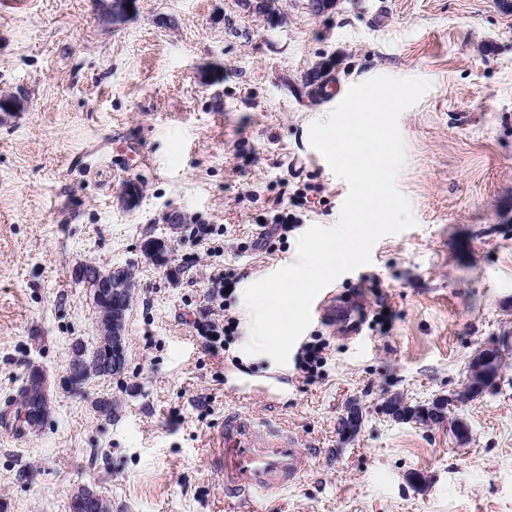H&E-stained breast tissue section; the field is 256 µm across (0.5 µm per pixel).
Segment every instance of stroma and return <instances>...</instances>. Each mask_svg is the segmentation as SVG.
<instances>
[{"instance_id":"obj_1","label":"stroma","mask_w":512,"mask_h":512,"mask_svg":"<svg viewBox=\"0 0 512 512\" xmlns=\"http://www.w3.org/2000/svg\"><path fill=\"white\" fill-rule=\"evenodd\" d=\"M137 0L115 23L99 0H0V411L30 369L50 417L0 421V512H69L88 485L112 512H225L210 443L226 415L291 432L310 457L266 512H512V350L496 389L454 402L475 353L512 330V12L497 0ZM324 64L346 89L378 75L431 87L399 117L397 185L416 227L380 239L372 262L337 278L364 306L356 336L312 322L325 361L243 351V293L291 264L311 225L336 223L347 185L310 159L308 130L332 104L306 80ZM135 186V206L122 198ZM284 197L288 231L255 246ZM168 245L169 264L143 251ZM135 274L127 360L83 394L64 380L74 341L94 347L95 310L75 266ZM235 280L210 301L215 273ZM228 315L219 354L194 329ZM451 398L471 429L397 422L383 403ZM116 401L112 419L94 398ZM362 411L342 438L348 401ZM422 473L413 486L408 475Z\"/></svg>"}]
</instances>
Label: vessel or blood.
Returning <instances> with one entry per match:
<instances>
[{
  "instance_id": "obj_1",
  "label": "vessel or blood",
  "mask_w": 512,
  "mask_h": 512,
  "mask_svg": "<svg viewBox=\"0 0 512 512\" xmlns=\"http://www.w3.org/2000/svg\"><path fill=\"white\" fill-rule=\"evenodd\" d=\"M314 319L333 322L345 334L360 333L354 307L338 304L333 292L320 293L311 308ZM213 462L224 474L227 499L261 496L298 482L309 466V456L288 432L262 433L245 418L225 417L213 448Z\"/></svg>"
}]
</instances>
